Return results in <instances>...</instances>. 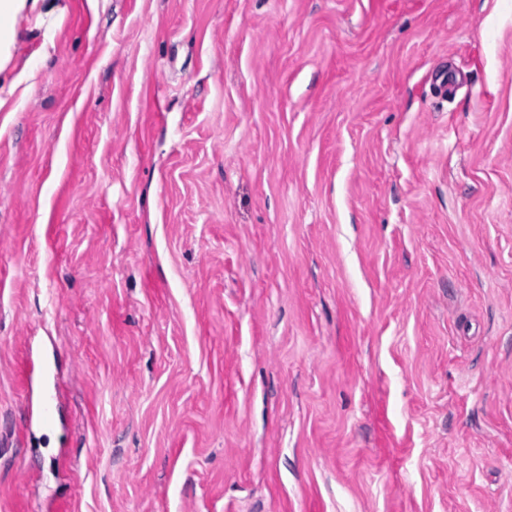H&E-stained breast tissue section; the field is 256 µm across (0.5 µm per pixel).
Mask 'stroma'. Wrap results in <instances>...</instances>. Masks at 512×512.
I'll use <instances>...</instances> for the list:
<instances>
[{"mask_svg":"<svg viewBox=\"0 0 512 512\" xmlns=\"http://www.w3.org/2000/svg\"><path fill=\"white\" fill-rule=\"evenodd\" d=\"M58 2L0 73V512H512V0Z\"/></svg>","mask_w":512,"mask_h":512,"instance_id":"obj_1","label":"stroma"}]
</instances>
